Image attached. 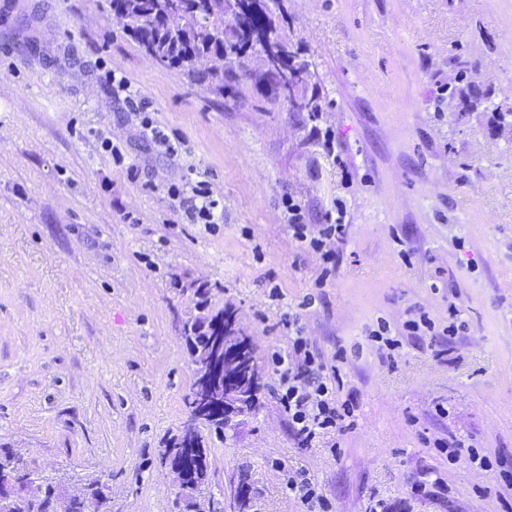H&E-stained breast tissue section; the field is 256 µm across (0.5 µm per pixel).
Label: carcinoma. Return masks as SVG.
Wrapping results in <instances>:
<instances>
[{
    "mask_svg": "<svg viewBox=\"0 0 512 512\" xmlns=\"http://www.w3.org/2000/svg\"><path fill=\"white\" fill-rule=\"evenodd\" d=\"M110 11L126 22L128 35L139 48L160 66L174 70L191 83H205L218 97L232 86L243 83L244 76L239 65L249 47L244 42L245 29H257L272 40H280L283 33L273 18L272 6L280 0H265L263 10L250 16L226 17L224 0H210L213 9L198 10L191 0H107ZM224 58V68L218 71H203L197 60L203 56ZM288 68L292 79L283 88L270 85V100L288 99L294 88L303 82L307 73L306 64L296 60V53L289 52ZM192 362L204 369L208 358L219 353L212 342L224 335V310L210 312L195 318L185 325ZM172 467L182 465L189 473H198L211 467L208 449L200 433L191 440L177 436L166 449ZM32 463L17 457L9 449L0 446V486L18 494L12 512H43L42 505L24 497L26 474ZM102 489V480L83 478L80 486L66 482L52 490L55 497L65 500H81L92 503Z\"/></svg>",
    "mask_w": 512,
    "mask_h": 512,
    "instance_id": "obj_1",
    "label": "carcinoma"
}]
</instances>
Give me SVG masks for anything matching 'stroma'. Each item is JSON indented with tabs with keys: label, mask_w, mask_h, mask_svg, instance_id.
Returning <instances> with one entry per match:
<instances>
[{
	"label": "stroma",
	"mask_w": 512,
	"mask_h": 512,
	"mask_svg": "<svg viewBox=\"0 0 512 512\" xmlns=\"http://www.w3.org/2000/svg\"><path fill=\"white\" fill-rule=\"evenodd\" d=\"M280 23L316 118L265 96L259 52L219 99L147 57L105 0H0V445L109 481L112 512H234L242 476L249 512H309L286 488L298 471L325 512H512V488L446 450L512 474V0H283ZM188 180L223 223L186 217L172 189ZM292 203L312 225L343 210L335 264L295 239ZM201 285L264 386L233 429L205 431L208 491L187 502L165 449L189 417ZM298 329L352 400L351 428L306 448L274 361Z\"/></svg>",
	"instance_id": "stroma-1"
}]
</instances>
